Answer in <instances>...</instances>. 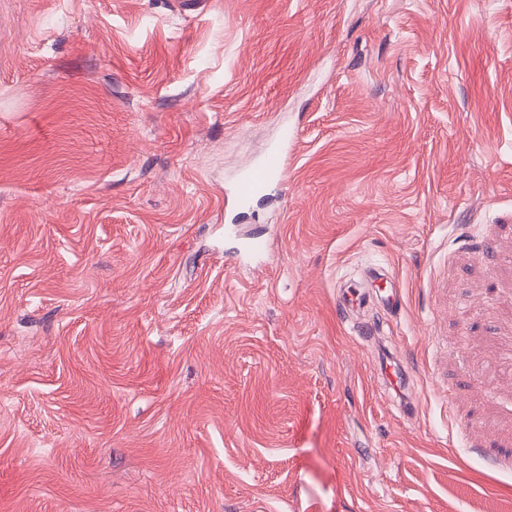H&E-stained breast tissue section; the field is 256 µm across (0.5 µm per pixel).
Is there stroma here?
Segmentation results:
<instances>
[{"label": "stroma", "instance_id": "stroma-1", "mask_svg": "<svg viewBox=\"0 0 512 512\" xmlns=\"http://www.w3.org/2000/svg\"><path fill=\"white\" fill-rule=\"evenodd\" d=\"M0 512H512V0H0ZM287 172V166L282 160V149L276 147L261 162L236 180L232 192L233 199L239 205H246L262 195L270 185L284 183Z\"/></svg>", "mask_w": 512, "mask_h": 512}]
</instances>
